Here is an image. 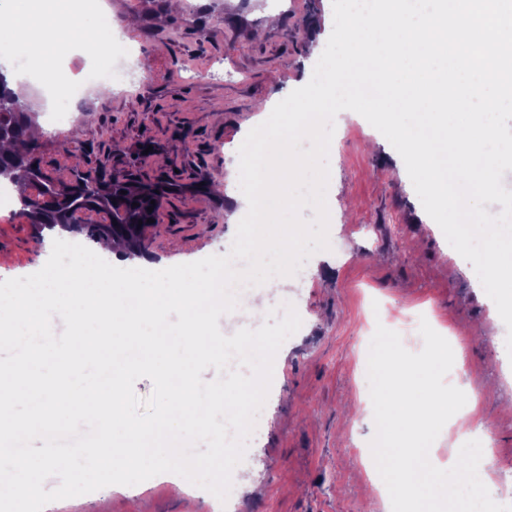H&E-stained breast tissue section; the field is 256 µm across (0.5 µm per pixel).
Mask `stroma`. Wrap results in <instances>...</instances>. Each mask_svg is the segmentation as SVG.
<instances>
[{"label": "stroma", "instance_id": "obj_1", "mask_svg": "<svg viewBox=\"0 0 512 512\" xmlns=\"http://www.w3.org/2000/svg\"><path fill=\"white\" fill-rule=\"evenodd\" d=\"M105 3L138 78L105 94L90 87L62 130L42 135L41 166L69 180L101 162L109 176L174 183L147 233V255L188 263L213 255L243 217L231 174L258 118L253 107L303 86L332 32V0H183L177 12L169 0ZM334 143L330 248L266 297L275 317L291 305L302 325L275 356L263 422L245 442L226 502L159 474L44 512H379L366 470L377 426L361 403L377 377L368 364L390 345L391 373H425L447 391L436 340L450 334L466 367L461 384L480 399L476 418L512 469V360L489 342L506 330L494 302L377 129L341 112ZM203 175L223 183V194L198 193ZM56 237L24 217L0 221V280L37 272Z\"/></svg>", "mask_w": 512, "mask_h": 512}]
</instances>
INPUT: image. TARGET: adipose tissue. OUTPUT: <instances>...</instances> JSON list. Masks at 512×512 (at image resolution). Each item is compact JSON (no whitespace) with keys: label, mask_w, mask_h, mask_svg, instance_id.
<instances>
[{"label":"adipose tissue","mask_w":512,"mask_h":512,"mask_svg":"<svg viewBox=\"0 0 512 512\" xmlns=\"http://www.w3.org/2000/svg\"><path fill=\"white\" fill-rule=\"evenodd\" d=\"M112 19L107 10L66 11L57 0H0V70L10 85L19 77L14 61L26 60L32 71H56L72 57L94 63L112 53ZM379 377L368 399L381 421L376 462L391 495L388 512H436L449 494L428 444L444 424L471 427L467 412L438 398L425 380H417L412 396L376 361Z\"/></svg>","instance_id":"ef3b65f1"}]
</instances>
